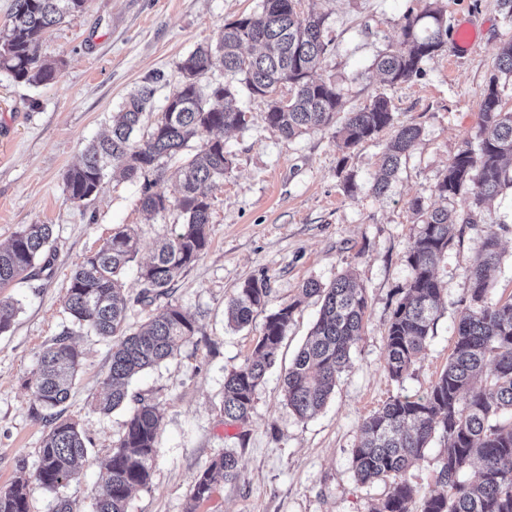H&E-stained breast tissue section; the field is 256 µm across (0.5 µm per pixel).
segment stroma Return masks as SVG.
<instances>
[{"label":"stroma","instance_id":"stroma-1","mask_svg":"<svg viewBox=\"0 0 512 512\" xmlns=\"http://www.w3.org/2000/svg\"><path fill=\"white\" fill-rule=\"evenodd\" d=\"M449 28L473 22L479 40L458 55L455 45L427 61L421 76L390 87L373 60L397 47L406 13H422L428 0H301V11L326 17L331 45L324 78L336 83L346 113L378 93L391 100L395 125L421 131L384 196L371 186L392 136L342 150L335 128L293 139L273 132L266 103L240 94L247 126L224 132L232 169L212 192L209 245L171 283L168 299L193 315L198 331L174 357L138 374L131 393L162 416L158 453L148 483L132 491L127 512H187L195 480L224 449L239 459L240 479L220 487L197 512H369L386 482H358L350 456L363 420L396 396L425 394L448 363L453 320L469 295L471 266L485 226H496L503 261L491 276V300L512 297V191H504L464 227L435 274L443 291L442 314L425 350L403 381L385 369L386 329L397 288L409 278L407 254L420 230L411 203L441 206L434 186L464 140L479 130L482 93L498 76L503 104L512 109V78L497 73L500 47L512 40L500 0H442ZM261 0H89L44 36L42 57L56 60L55 80L32 86L0 72V244L23 226L53 227L51 267L0 289L17 301L8 331L0 333V490L10 487L18 462L35 470L46 419L35 415L27 381L41 350L64 330L82 352L63 416L81 432L88 454L78 481L59 492L30 487V512H55L66 498L71 512H93L100 464L125 432L129 408L104 414L96 408L106 390L112 342L73 324L64 309L76 266L95 252L114 228L131 227L139 260L180 223L178 210L150 216L139 198L142 179L106 176L87 201H70L64 179L88 144L105 133L129 96L146 81L156 89L142 118L150 126L181 85L182 60L215 43L225 23L257 11ZM353 179L354 195L344 191ZM353 271L368 310L351 364L326 406L307 420L282 400V376L317 318V298L300 300L310 280L330 284ZM266 279L270 307L298 301L274 366L258 390L247 423L224 417V377L251 356L266 314L255 311L241 328L227 324L224 307L243 283Z\"/></svg>","mask_w":512,"mask_h":512}]
</instances>
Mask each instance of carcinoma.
Listing matches in <instances>:
<instances>
[{
	"label": "carcinoma",
	"instance_id": "carcinoma-1",
	"mask_svg": "<svg viewBox=\"0 0 512 512\" xmlns=\"http://www.w3.org/2000/svg\"><path fill=\"white\" fill-rule=\"evenodd\" d=\"M87 0H12L11 28L0 34V71L18 83L47 84L58 65L41 58L48 29L84 10ZM263 0L261 9L222 27L215 46L199 47L182 62L184 80L167 99L161 116L145 136H138L154 87L144 85L125 102L110 133L92 143L65 180L70 200L81 202L98 190L108 169L125 178L144 177L140 205L150 215L163 214L175 204L182 223L157 246L151 260L140 266L142 289L138 301L153 305L168 296L174 278L194 264L208 247L211 192L232 167L224 140L209 139L181 164L175 201L152 191L148 175L163 172L164 160L174 158L187 143L213 131L246 124V112L230 84L211 88L204 98L199 78L219 63L240 77L252 96L267 100L269 128L292 139L335 123L341 93L320 73L327 51L323 15L298 10L300 0ZM401 49L386 50L374 67L389 86L409 81L423 65L446 50L448 18L441 0L428 9L407 13L400 24ZM498 72L512 77V41L497 57ZM280 86L289 96H274ZM477 142L465 140L435 185L439 198L460 203L455 213L428 209L415 199L412 209L421 218L420 231L407 256L410 277L398 289L399 298L386 331L385 368L403 380L425 349L438 318L441 288L436 265L448 255L457 225L481 223L483 205L505 189L512 190V111L502 110L498 77L490 78L480 107ZM391 100L383 93L347 113L336 131L342 147L350 149L372 140L393 125ZM420 136L415 126H402L387 144L382 176L372 193L383 196L403 158ZM53 237L50 224H28L8 245L0 246V288L24 279L46 254ZM138 253L134 232L118 227L94 254L81 261L70 277L65 309L79 327L96 336H112V363L107 391L98 410L108 414L134 402L126 430L104 464L103 491L93 512H126L131 492L146 484L157 455L161 417L155 405L129 392L132 378L171 358L180 343L197 332L196 321L171 302L151 311L145 327L134 333L125 326L129 299L123 277ZM502 260L498 233L488 229L468 270L469 297L456 312V337L448 365L436 383L420 396H397L367 417L351 452V469L362 484L395 478L370 512H410L415 490L405 474L424 459L435 438L446 441L439 461L436 489L423 497L420 512H512V299L488 298L489 271ZM305 297L321 300L310 339L283 378L288 410L301 420L318 413L333 393L340 375L350 366L351 351L360 339L368 303L351 273L327 286L310 280ZM269 303L263 279L244 282L225 315L235 326L247 324L253 312ZM298 302L284 303L265 319L253 356L224 376V417L239 423L249 419L256 392L274 362ZM81 351L63 331L39 355L31 384L40 407L51 411V428L39 448L34 473L37 484L57 491L78 477L87 448L75 423L57 408L66 402L78 371ZM240 479L235 452L226 450L198 476L192 500L200 503L214 491ZM0 512H30L26 466H18L11 486L0 491Z\"/></svg>",
	"mask_w": 512,
	"mask_h": 512
}]
</instances>
